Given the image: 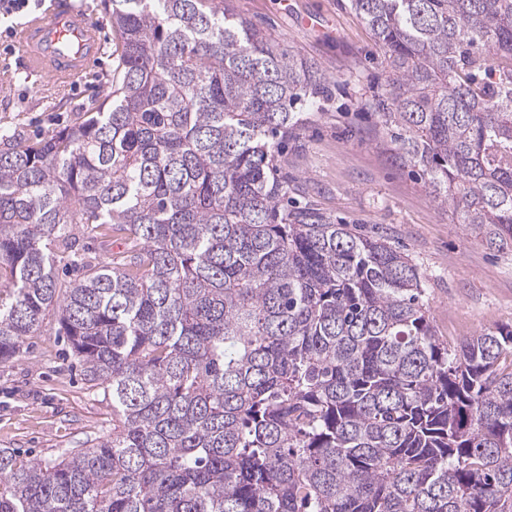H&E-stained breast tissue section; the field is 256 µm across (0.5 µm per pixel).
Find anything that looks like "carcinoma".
<instances>
[{
  "label": "carcinoma",
  "mask_w": 512,
  "mask_h": 512,
  "mask_svg": "<svg viewBox=\"0 0 512 512\" xmlns=\"http://www.w3.org/2000/svg\"><path fill=\"white\" fill-rule=\"evenodd\" d=\"M102 5L109 106L0 136V364L55 313L112 431L0 448V512H512V327L448 348L409 254L292 200L319 66L225 0ZM351 7L400 164L512 250V0Z\"/></svg>",
  "instance_id": "1"
}]
</instances>
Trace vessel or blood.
Listing matches in <instances>:
<instances>
[{
	"label": "vessel or blood",
	"mask_w": 512,
	"mask_h": 512,
	"mask_svg": "<svg viewBox=\"0 0 512 512\" xmlns=\"http://www.w3.org/2000/svg\"><path fill=\"white\" fill-rule=\"evenodd\" d=\"M16 39L27 70L63 86L93 63L105 47L92 16L70 0H60L53 12L29 15Z\"/></svg>",
	"instance_id": "obj_1"
}]
</instances>
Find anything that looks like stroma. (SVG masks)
Here are the masks:
<instances>
[{
    "label": "stroma",
    "mask_w": 512,
    "mask_h": 512,
    "mask_svg": "<svg viewBox=\"0 0 512 512\" xmlns=\"http://www.w3.org/2000/svg\"><path fill=\"white\" fill-rule=\"evenodd\" d=\"M282 48L321 64L331 99L288 143V179L310 202L343 224L387 235L423 275V301L436 336L448 345L512 326V254L489 249L479 230L452 223L447 207L422 185L421 172L396 161L388 135L366 103L388 76L382 51L350 0H235ZM0 20V134L38 139L71 124L78 110L112 94L117 60L100 56L87 75L63 89L28 74L10 29ZM47 316L21 354L0 365V448L43 461L89 447L112 428V405L89 388L82 367Z\"/></svg>",
    "instance_id": "stroma-1"
}]
</instances>
